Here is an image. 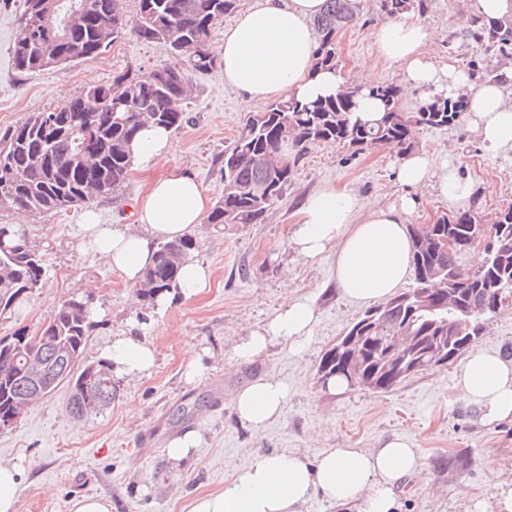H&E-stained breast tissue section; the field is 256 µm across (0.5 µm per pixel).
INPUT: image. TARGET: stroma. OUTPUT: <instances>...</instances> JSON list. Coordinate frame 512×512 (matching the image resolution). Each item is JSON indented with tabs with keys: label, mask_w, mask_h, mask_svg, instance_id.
I'll list each match as a JSON object with an SVG mask.
<instances>
[{
	"label": "stroma",
	"mask_w": 512,
	"mask_h": 512,
	"mask_svg": "<svg viewBox=\"0 0 512 512\" xmlns=\"http://www.w3.org/2000/svg\"><path fill=\"white\" fill-rule=\"evenodd\" d=\"M469 2L432 0L426 14L403 16L426 27L430 53L461 71L474 57L465 35ZM353 6L356 20L337 38L342 75L366 66L377 83L403 86L402 66L376 51L373 33L386 20L379 0H353ZM21 8L22 0H0L1 128L30 113L52 110L66 95H78L87 86L111 83L117 74L146 72L173 61L160 45L130 30L107 52L66 69L20 72L13 64L12 45ZM263 107L259 101L244 109L221 70L192 73L183 103L190 121L174 131L176 149L168 159L131 170L119 195L97 198L89 206L58 214L10 211L0 216L21 226L45 267L44 288L0 318V336L20 327L37 332L65 298L91 290L104 317L91 323L86 362L100 361L102 349L134 326L156 350L150 374L114 379L117 394L103 413L70 416L69 390L62 385L0 433V460L22 469L16 512H68L69 500L78 495L109 497L112 512H189L197 495L221 488L261 454L291 450L311 461L326 448H375L393 436L415 441L424 454L421 474L400 486L401 512H462L463 504L489 497L497 482L512 478V422H485L475 406L460 399L454 386L459 360L386 392L355 388L335 394L318 380L323 353L362 309L340 295L332 256L302 260L290 247V233L305 198L326 182L377 197L385 205L397 202L403 191L396 178L398 159L387 148L354 155L332 144L317 146L264 223L203 225L191 255L210 267L211 286L160 314L151 313L119 271L82 245L77 226L85 209L96 211L104 224L133 223L137 199L171 168L190 172L211 199H218L224 190V150L249 111ZM414 150L440 155L480 194L447 199L425 184L417 192L419 204L410 223L429 224L442 214L471 209L488 224L501 208L512 205V152L491 155L467 124L417 131ZM285 276L297 296L312 299L319 311L304 356L281 342L254 361L235 360L234 343L280 304ZM197 351L204 354L203 371L189 381L185 372ZM263 376L284 383L288 395L281 415L256 431L236 419L229 398ZM188 433L198 445L186 460L173 463L166 448ZM488 453L500 460V470L482 465ZM450 455L466 459V466H440V459Z\"/></svg>",
	"instance_id": "1"
}]
</instances>
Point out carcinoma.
I'll return each instance as SVG.
<instances>
[{"label":"carcinoma","instance_id":"cac0c4a2","mask_svg":"<svg viewBox=\"0 0 512 512\" xmlns=\"http://www.w3.org/2000/svg\"><path fill=\"white\" fill-rule=\"evenodd\" d=\"M44 0H24L19 23L32 24L30 36L14 39L13 59L20 71L66 69L71 63L105 52L124 35L128 26L164 51L184 59L191 71H208L215 62L207 52L216 25L233 13L239 0H137V12L128 19L121 0H58L51 20L55 29H68L67 41L57 44L48 26L36 20ZM431 0H380V10L389 18L410 11L425 13ZM355 22L351 0H325L314 20L319 34L317 65L334 70L338 65L337 36ZM468 37L484 56H512V19L487 24L474 16L467 26ZM189 89L186 72L177 67H158L147 74L121 73L107 85H91L47 113L33 112L24 122L0 129V212L23 210L36 215L60 213L121 189L131 171L130 147L142 126L152 123L177 130L189 121L182 109ZM357 90L343 91L313 101L280 99L249 116L237 138L224 151V192L206 217L208 224L245 226L262 224L268 211L282 198L294 173L308 151L321 144H336L361 153L392 146L400 153L414 147L420 128L440 129L462 120L467 100L463 91L454 96H434L416 111L401 106L400 89L378 85L371 95L383 110L371 116L355 112ZM89 130L91 144L83 142ZM493 249L485 250L480 267L458 283L457 255L483 242V229L476 213L465 211L438 218L426 228H410L413 238L412 268L415 289L454 306L426 313L417 319L416 348L409 359L418 361L436 336L448 335L454 322L467 316L471 332L482 335L484 322L497 314L488 288L512 292V206L498 213ZM452 237L457 246L444 254L436 241ZM193 239L187 237L157 245L152 264L138 283L147 301L176 284L179 271ZM45 286L41 256L31 247L25 232L15 224L0 222V317L8 315ZM93 304L86 296L62 301L40 330V346L50 353L83 354L89 337ZM409 316L408 309L393 296L367 308L345 330L368 337L365 373L372 389L387 391L409 375L385 366L375 346L383 336ZM32 335L19 328L0 337V417L20 418L32 401L27 396L35 385L24 373L22 354ZM336 350L322 355L317 373L326 382L338 379ZM53 376L69 387L68 412L78 414L76 399L90 390L104 397L110 407L116 397L112 370L103 363L62 364Z\"/></svg>","mask_w":512,"mask_h":512}]
</instances>
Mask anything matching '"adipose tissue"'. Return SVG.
I'll return each mask as SVG.
<instances>
[{"label": "adipose tissue", "mask_w": 512, "mask_h": 512, "mask_svg": "<svg viewBox=\"0 0 512 512\" xmlns=\"http://www.w3.org/2000/svg\"><path fill=\"white\" fill-rule=\"evenodd\" d=\"M324 0H256L224 29L213 46L224 80L240 91L246 103L273 97L303 101L335 94L344 83L340 72L315 68L318 42L312 21ZM379 54L404 63L407 89L428 88L450 96L468 86V78L453 66L427 54L429 34L419 24L390 20L374 32ZM512 85V69L502 81L470 88L465 120L494 155L512 152V101L505 88ZM174 151L170 131L147 126L132 145V163L149 166ZM408 192L400 201L382 206L349 189L327 184L308 196L291 235L302 258L314 260L325 252L335 257L336 285L351 303L368 305L386 300L411 273V241L406 219L416 207L414 192L435 181L446 198L468 196L470 181L438 159L415 153L402 157L397 171ZM208 200L196 180L172 169L155 182L137 203L135 227L96 223L87 218L78 230L94 253L135 284L151 264L158 242L188 235L202 224ZM210 272L198 260L185 259L175 290L159 294L154 305L164 310L174 293L190 297L209 284ZM317 319L311 300L285 293L272 317L251 329L233 346L234 356L250 362L270 345L283 341L304 354ZM114 376L139 378L155 362V348L145 337H123L102 352ZM461 397L474 404L486 422L512 420V360L500 353H470L456 377ZM287 396L275 378L260 377L231 397L236 417L261 428L278 416ZM423 465L414 442L392 437L380 447L327 448L309 461L297 453L275 451L260 456L235 472L219 490L196 498L190 512H303L319 497L347 512H400L397 490Z\"/></svg>", "instance_id": "ef3b65f1"}]
</instances>
